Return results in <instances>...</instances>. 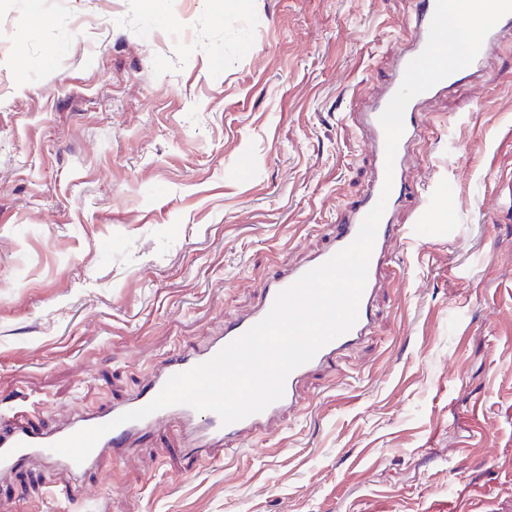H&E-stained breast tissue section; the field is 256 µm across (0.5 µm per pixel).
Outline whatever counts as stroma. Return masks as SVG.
Returning <instances> with one entry per match:
<instances>
[{
    "label": "stroma",
    "instance_id": "stroma-1",
    "mask_svg": "<svg viewBox=\"0 0 512 512\" xmlns=\"http://www.w3.org/2000/svg\"><path fill=\"white\" fill-rule=\"evenodd\" d=\"M411 8L0 0V412L127 399L327 247ZM492 65L429 104L375 328L300 409L229 464L172 424L78 477L32 461L0 512H512V31Z\"/></svg>",
    "mask_w": 512,
    "mask_h": 512
}]
</instances>
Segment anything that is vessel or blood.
<instances>
[{"instance_id": "b4317fda", "label": "vessel or blood", "mask_w": 512, "mask_h": 512, "mask_svg": "<svg viewBox=\"0 0 512 512\" xmlns=\"http://www.w3.org/2000/svg\"><path fill=\"white\" fill-rule=\"evenodd\" d=\"M435 6L436 0H416V9L407 26L408 36L400 44L394 66L373 86L369 108L350 115L352 124L361 136L363 148L370 158L369 188L363 197L351 204L346 216L337 224L336 235L331 244L310 256L305 262L275 273L270 279L265 280L253 308L243 313L225 315L224 331L221 335L202 348L180 353L162 361L144 387L124 402L94 407L73 415L65 425L50 430L30 425L26 422L23 412H1V475L12 472L30 459L36 458L79 476L95 467L105 452L121 453L132 439L149 435L160 425L172 422L178 423L193 437L198 451L206 452L227 445L241 446L248 433L271 430L284 412L299 405L298 387L312 372L331 365L342 352L354 348L369 336L375 323L378 271L393 254L394 216L399 209L408 207L411 197L405 165L407 150L420 133L424 118L423 106L429 99L448 93L475 79L494 80L495 74L486 69L485 62L495 51L500 32L512 29V14H509L500 19L496 27L487 34L478 57L471 65L453 73L409 101L404 111V133L397 148L394 173L389 176L385 173V131L380 116L400 88L409 62L425 49ZM388 178L392 179L393 186L390 194L386 195L382 189L385 179ZM380 202L384 203L385 210L369 259L367 283L359 303L357 321L349 332L324 345L310 362L289 374L282 399L260 413L229 425L223 424L215 412H199L185 404L166 407L139 421L115 425V418L125 412L141 408L155 398L172 376L187 372L209 360L225 345L262 320L281 290L295 283L308 270L324 263L350 245L366 215ZM108 422L112 423V430L100 439L84 463H74L51 449L52 444L80 429Z\"/></svg>"}]
</instances>
